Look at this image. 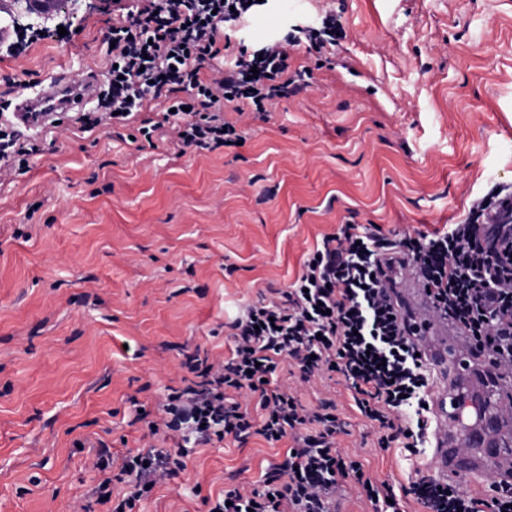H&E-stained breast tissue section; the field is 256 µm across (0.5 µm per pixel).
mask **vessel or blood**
I'll return each mask as SVG.
<instances>
[{"label":"vessel or blood","instance_id":"vessel-or-blood-1","mask_svg":"<svg viewBox=\"0 0 512 512\" xmlns=\"http://www.w3.org/2000/svg\"><path fill=\"white\" fill-rule=\"evenodd\" d=\"M100 86V79L95 75L85 76L82 82L75 83L67 74L60 73L50 78L38 98H20L13 112L23 125H41L63 114L82 111L86 102L98 96ZM402 296L415 314L414 321L419 327L415 340L423 360L436 373L431 418L436 479L447 481L503 466L512 458V450L499 443H484L483 455L479 458L459 449L451 425L459 418L453 380L462 358L461 347L455 339L449 338L447 321L433 314L414 272H407ZM480 411L488 425L512 426V400L499 397L487 401Z\"/></svg>","mask_w":512,"mask_h":512}]
</instances>
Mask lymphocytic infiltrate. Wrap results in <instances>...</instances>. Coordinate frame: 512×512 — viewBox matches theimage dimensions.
<instances>
[{
    "instance_id": "f902f5d3",
    "label": "lymphocytic infiltrate",
    "mask_w": 512,
    "mask_h": 512,
    "mask_svg": "<svg viewBox=\"0 0 512 512\" xmlns=\"http://www.w3.org/2000/svg\"><path fill=\"white\" fill-rule=\"evenodd\" d=\"M112 14L106 40L113 66L96 111L78 118L82 130L133 121L159 102L183 153L232 143L236 128L224 117L226 100L235 101L237 114H260L289 91L307 88L312 71H289L290 47L304 38L318 50L338 35L328 13L302 35L270 41L216 68L224 29L254 21L251 0H114ZM32 150L12 121L0 123V177L26 170ZM499 199L488 193L464 222L413 237L390 239L375 224H343L324 235L291 285L230 322L231 355L224 363L188 356L193 380L172 389L159 406L161 419L147 423L151 434L177 437L174 450L143 448L117 464L100 445L98 504L134 512L160 479L186 469L195 448L253 435L271 444L288 437L292 444L260 487L224 491L208 512H336L347 478L358 496L384 504L395 499L392 486L374 482L356 456L338 449L341 428L332 401L308 407L272 378L286 359L303 383L340 375L356 409L376 429L380 448L424 454L430 377L416 354L415 328L395 297V277L417 269L436 309L465 328L471 364L492 387L512 380V222L498 215ZM245 390L255 397L254 408L242 406ZM115 481L127 485L122 496L111 490ZM408 492L422 512H512V477L499 472L481 497L458 483L424 477L410 482Z\"/></svg>"
}]
</instances>
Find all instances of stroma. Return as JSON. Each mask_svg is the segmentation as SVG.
Wrapping results in <instances>:
<instances>
[{"label":"stroma","instance_id":"stroma-1","mask_svg":"<svg viewBox=\"0 0 512 512\" xmlns=\"http://www.w3.org/2000/svg\"><path fill=\"white\" fill-rule=\"evenodd\" d=\"M279 2L232 34L228 55L327 11L344 36L291 49L311 87L246 118L241 144L182 155L168 138L132 142L133 124L120 140L66 117L38 135L27 172L0 183V512H99L98 443L174 449L137 410L157 416L186 355L228 357L227 322L294 281L322 235L347 223L430 232L512 187V0ZM100 4L60 0L38 18L27 0H0V104L58 72L104 75L112 17ZM293 370L281 361L276 382L304 404L335 402L340 450L399 491L400 512H420L402 489L433 474L430 455L379 448L343 381L302 384ZM289 446L253 436L196 449L140 508L207 512L204 497L258 486Z\"/></svg>","mask_w":512,"mask_h":512}]
</instances>
